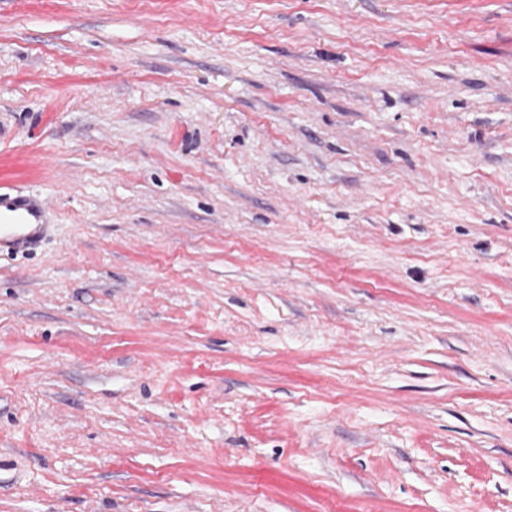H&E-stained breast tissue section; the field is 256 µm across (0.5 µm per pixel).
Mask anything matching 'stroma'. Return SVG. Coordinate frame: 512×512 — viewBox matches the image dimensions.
I'll list each match as a JSON object with an SVG mask.
<instances>
[{
	"instance_id": "obj_1",
	"label": "stroma",
	"mask_w": 512,
	"mask_h": 512,
	"mask_svg": "<svg viewBox=\"0 0 512 512\" xmlns=\"http://www.w3.org/2000/svg\"><path fill=\"white\" fill-rule=\"evenodd\" d=\"M0 512H512V0H0ZM46 202L33 195H12L0 190V247L6 245L12 254L26 253L45 236ZM35 225V231L23 233L26 226Z\"/></svg>"
}]
</instances>
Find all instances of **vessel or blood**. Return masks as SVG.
<instances>
[{"label": "vessel or blood", "mask_w": 512, "mask_h": 512, "mask_svg": "<svg viewBox=\"0 0 512 512\" xmlns=\"http://www.w3.org/2000/svg\"><path fill=\"white\" fill-rule=\"evenodd\" d=\"M46 207L37 196L0 192V246L14 254L32 250L47 230Z\"/></svg>", "instance_id": "obj_1"}]
</instances>
